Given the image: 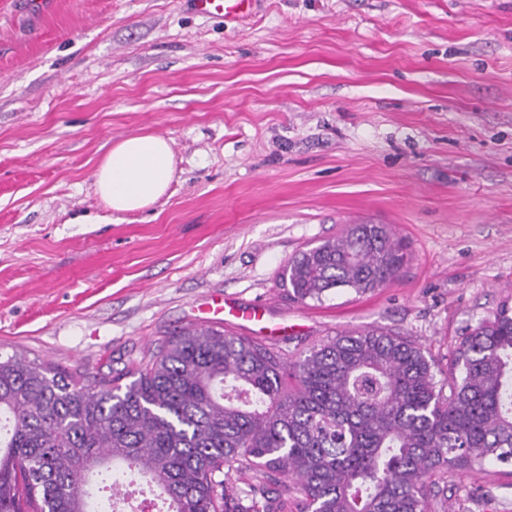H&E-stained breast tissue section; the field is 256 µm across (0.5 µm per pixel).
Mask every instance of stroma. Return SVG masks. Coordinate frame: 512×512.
<instances>
[{"instance_id":"stroma-1","label":"stroma","mask_w":512,"mask_h":512,"mask_svg":"<svg viewBox=\"0 0 512 512\" xmlns=\"http://www.w3.org/2000/svg\"><path fill=\"white\" fill-rule=\"evenodd\" d=\"M169 140L176 177L116 214L115 142ZM348 224H387L395 281L323 301L278 284ZM299 352L383 329L447 363L512 302V0H259L236 22L188 0H0V355L119 377L201 326ZM445 512H512V466L455 475ZM203 312L208 316L203 317L205 322H210L213 320H224L226 316L232 317H242L249 320H258L260 319V313L255 308H250L247 311L239 310L234 303L224 298H212L211 302L205 304V308Z\"/></svg>"}]
</instances>
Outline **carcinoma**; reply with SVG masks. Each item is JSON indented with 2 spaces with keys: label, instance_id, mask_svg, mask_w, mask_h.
I'll list each match as a JSON object with an SVG mask.
<instances>
[{
  "label": "carcinoma",
  "instance_id": "obj_1",
  "mask_svg": "<svg viewBox=\"0 0 512 512\" xmlns=\"http://www.w3.org/2000/svg\"><path fill=\"white\" fill-rule=\"evenodd\" d=\"M407 260L389 225L349 224L279 278L291 299L319 302L381 288ZM440 374L420 344L376 329L293 360L189 328L125 384L15 353L0 358V512H98L92 476L116 464L148 476L169 512H432L435 473L512 465V307L466 326Z\"/></svg>",
  "mask_w": 512,
  "mask_h": 512
}]
</instances>
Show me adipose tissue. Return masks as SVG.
I'll use <instances>...</instances> for the list:
<instances>
[{
  "label": "adipose tissue",
  "mask_w": 512,
  "mask_h": 512,
  "mask_svg": "<svg viewBox=\"0 0 512 512\" xmlns=\"http://www.w3.org/2000/svg\"><path fill=\"white\" fill-rule=\"evenodd\" d=\"M175 176L174 154L163 137L132 135L114 143L95 173L97 192L117 213L136 212L163 197Z\"/></svg>",
  "instance_id": "ef3b65f1"
}]
</instances>
